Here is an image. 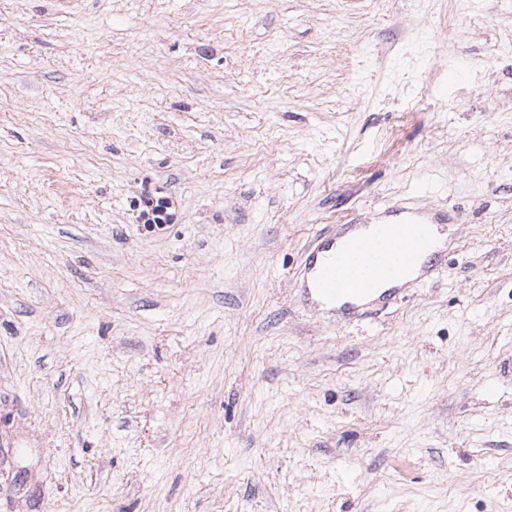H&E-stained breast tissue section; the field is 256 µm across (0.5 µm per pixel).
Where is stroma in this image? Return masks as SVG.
Masks as SVG:
<instances>
[{
	"mask_svg": "<svg viewBox=\"0 0 512 512\" xmlns=\"http://www.w3.org/2000/svg\"><path fill=\"white\" fill-rule=\"evenodd\" d=\"M0 512H512V0H0ZM389 212L395 218L383 224H341L315 236L295 279L304 304L357 318L396 299L407 283L434 280L446 252L430 232L434 221L399 205Z\"/></svg>",
	"mask_w": 512,
	"mask_h": 512,
	"instance_id": "obj_1",
	"label": "stroma"
}]
</instances>
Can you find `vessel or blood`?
<instances>
[{"label":"vessel or blood","mask_w":512,"mask_h":512,"mask_svg":"<svg viewBox=\"0 0 512 512\" xmlns=\"http://www.w3.org/2000/svg\"><path fill=\"white\" fill-rule=\"evenodd\" d=\"M392 213L383 224H342L315 236L295 279L304 304L357 318L396 299L406 283L433 281L445 251L429 224L398 205Z\"/></svg>","instance_id":"obj_1"}]
</instances>
